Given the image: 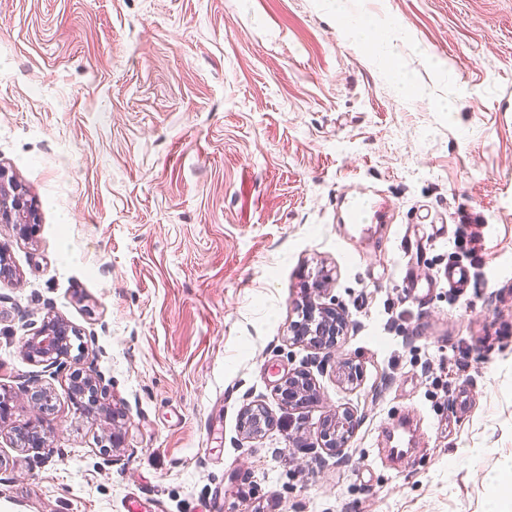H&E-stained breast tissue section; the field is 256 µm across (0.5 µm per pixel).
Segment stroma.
<instances>
[{
	"label": "stroma",
	"instance_id": "1",
	"mask_svg": "<svg viewBox=\"0 0 512 512\" xmlns=\"http://www.w3.org/2000/svg\"><path fill=\"white\" fill-rule=\"evenodd\" d=\"M393 26L394 58L370 53ZM0 166L38 217L0 224V387L46 439L0 435V512H484L512 466V0H0ZM358 185L387 215L365 247L339 205ZM464 220L485 266L461 294ZM321 283L348 316L329 349L291 331ZM51 319L78 333L61 371L24 354ZM292 371L316 403L282 402ZM400 276L403 288H406L412 298L423 300L433 288L432 282L419 278L415 268L409 262L401 267Z\"/></svg>",
	"mask_w": 512,
	"mask_h": 512
}]
</instances>
